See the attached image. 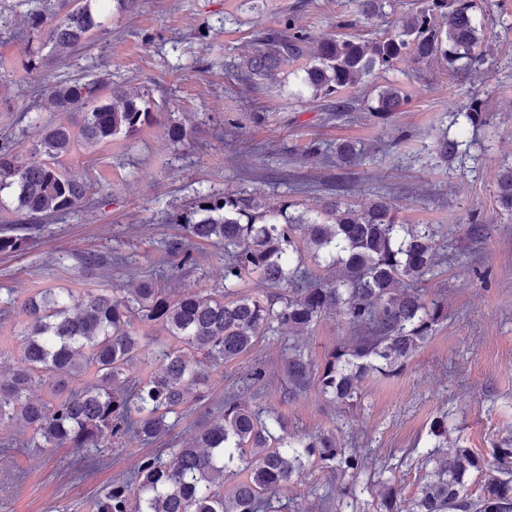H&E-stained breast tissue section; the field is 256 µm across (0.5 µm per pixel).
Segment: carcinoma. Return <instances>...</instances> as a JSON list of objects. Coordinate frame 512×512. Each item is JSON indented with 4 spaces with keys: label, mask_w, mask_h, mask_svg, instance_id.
<instances>
[{
    "label": "carcinoma",
    "mask_w": 512,
    "mask_h": 512,
    "mask_svg": "<svg viewBox=\"0 0 512 512\" xmlns=\"http://www.w3.org/2000/svg\"><path fill=\"white\" fill-rule=\"evenodd\" d=\"M386 4L358 0L354 17L336 27L382 16ZM477 9L476 0H423L391 31L368 40L327 34L310 42L300 31H274L247 67L263 78L304 55L309 65L301 86L336 98V111L351 112L342 92L406 57L445 63L454 76L467 74L486 53ZM99 27L98 15L78 3L50 25L48 39L64 54L87 44ZM46 93L60 111L84 109L82 121L77 127L40 126L26 162L11 136L0 138V188H16L23 214L18 227L0 232V253L29 248V222L90 203L86 181L63 168L61 158L78 145L132 135L150 116L139 90L113 89L106 97L98 82L74 80L50 85ZM405 103L397 87L385 85L372 116L385 120ZM461 116L473 127L490 120L477 101ZM461 146L444 135L436 156L454 159ZM307 157L343 169L359 165L365 152L352 141L325 148L318 143ZM496 198L511 217L512 168L500 176ZM294 207L292 201L268 203L235 193L206 196L183 217V235L168 241L157 269L132 278L121 295L110 288H41L26 297V320L16 336L20 366L0 376V429L30 431L26 447L36 453L61 447L100 453L114 438L149 444L205 399L212 373L269 334L289 341L283 360L288 396L315 387L332 403L356 406L369 375L398 373L447 318L445 303L419 284L455 255L439 247L434 225L404 224L384 200L357 209L337 198L315 217L296 214ZM202 244L224 247V289L173 294L161 287L168 272L197 265L195 247ZM308 258L337 267L339 275L317 276ZM78 260L86 269L112 265L96 251ZM253 276L269 289L261 298L239 290ZM330 311L344 319L350 336L316 363L293 338L313 330ZM138 322L159 335H140ZM134 361L145 372L131 379L126 371ZM75 379L84 384L72 392L68 384ZM430 432L441 457L409 512H512L511 442L495 450L490 468L472 449L448 441L445 422H434ZM316 462L354 474L365 467L359 449L340 448L332 436L295 435L282 415L255 411L227 391L222 414L203 422L190 445L142 456L131 476L105 490L96 512H268L272 497ZM475 472L484 476L477 495L470 492ZM380 496L383 512H402L394 488L384 487Z\"/></svg>",
    "instance_id": "carcinoma-1"
}]
</instances>
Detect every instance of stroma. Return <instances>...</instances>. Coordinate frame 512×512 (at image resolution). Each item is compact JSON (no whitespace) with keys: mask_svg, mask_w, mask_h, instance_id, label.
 Segmentation results:
<instances>
[{"mask_svg":"<svg viewBox=\"0 0 512 512\" xmlns=\"http://www.w3.org/2000/svg\"><path fill=\"white\" fill-rule=\"evenodd\" d=\"M104 25L89 47L57 54L34 16L62 18L72 0H0V135L29 157L38 139L31 116L41 122L79 121L78 112H57L44 93L59 80H94L104 89L144 91L152 119L130 138L96 148H77L61 164L83 177L94 205L43 221L22 254L0 253V303L12 301L9 327L25 322L22 301L36 288H121L131 273L152 269L165 240L180 236V219L200 196L232 192L268 201L291 200L309 215L341 197L355 206L384 196L406 224H433L448 251L477 257V279L451 264L428 281L430 293L448 305V319L393 377H368L361 403L340 415L311 391L284 394L283 347L274 336L258 341L245 357L213 376L208 398L193 407L169 435L150 444L113 445L106 464L80 474L78 448L41 453L25 449L28 432L9 435L20 451L0 459V512H95L103 488L132 472L147 453L192 442L199 420L216 412L227 379L247 378L262 366L270 383L242 388L250 407L282 414L298 434H335L339 446L368 454L359 474L315 466L275 499L287 512L311 506L321 495L337 512H380L382 484L402 500L415 497L436 442L431 424L445 419L449 440L473 449L486 463L503 440H512V220L496 208V184L512 167V0H479L490 49L478 74L454 78L446 64L403 61L347 91L354 111H335L330 100L297 96L306 57L283 65L275 80L251 75L248 58L263 32L294 28L313 40L335 32L351 15L353 0H88ZM398 86L406 104L387 120L371 117L378 88ZM490 112L489 123L455 122L471 101ZM187 135L169 139V125ZM461 137L467 153L439 163L437 139ZM351 140L368 153L353 168L342 193L330 172L303 152L311 141ZM489 224V237L471 243L472 213ZM100 251L118 264L85 272L77 256ZM167 287L212 291L224 286V251L200 247L198 265ZM348 335L334 313L300 336L313 360Z\"/></svg>","mask_w":512,"mask_h":512,"instance_id":"1","label":"stroma"}]
</instances>
